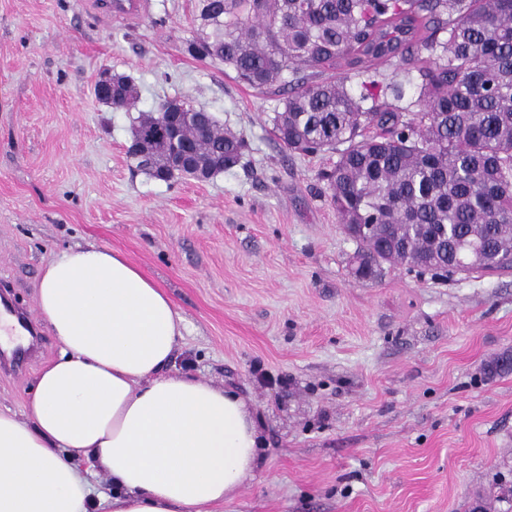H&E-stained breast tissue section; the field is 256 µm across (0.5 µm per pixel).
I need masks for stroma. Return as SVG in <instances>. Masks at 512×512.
<instances>
[{"instance_id": "stroma-1", "label": "stroma", "mask_w": 512, "mask_h": 512, "mask_svg": "<svg viewBox=\"0 0 512 512\" xmlns=\"http://www.w3.org/2000/svg\"><path fill=\"white\" fill-rule=\"evenodd\" d=\"M146 2L126 21L101 0H0V283L40 330L34 359L0 366V410L22 413L61 352L42 269L94 243L185 318L175 367L262 421L255 477L224 512H470L512 480V372L487 375L512 352V269L355 278L320 178L336 153L283 149L277 87L189 53L196 0ZM111 73L132 78V107L95 98ZM171 97L243 139L241 163L204 182L137 168L135 121Z\"/></svg>"}]
</instances>
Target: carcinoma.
Segmentation results:
<instances>
[{
  "label": "carcinoma",
  "instance_id": "obj_1",
  "mask_svg": "<svg viewBox=\"0 0 512 512\" xmlns=\"http://www.w3.org/2000/svg\"><path fill=\"white\" fill-rule=\"evenodd\" d=\"M188 50L219 60L254 89L280 87L269 115L292 151H334L323 173L343 229L365 224L356 257L419 274L494 271L512 262V0H198ZM367 61L417 69L416 98L361 81L354 96L322 75ZM118 107L136 100L113 75ZM215 173L244 143L214 122L199 139Z\"/></svg>",
  "mask_w": 512,
  "mask_h": 512
}]
</instances>
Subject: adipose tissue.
<instances>
[{
    "label": "adipose tissue",
    "instance_id": "1",
    "mask_svg": "<svg viewBox=\"0 0 512 512\" xmlns=\"http://www.w3.org/2000/svg\"><path fill=\"white\" fill-rule=\"evenodd\" d=\"M37 305L62 345L23 416L0 410V512H224L262 439L233 392L167 367L185 320L123 254L95 244L46 264Z\"/></svg>",
    "mask_w": 512,
    "mask_h": 512
}]
</instances>
